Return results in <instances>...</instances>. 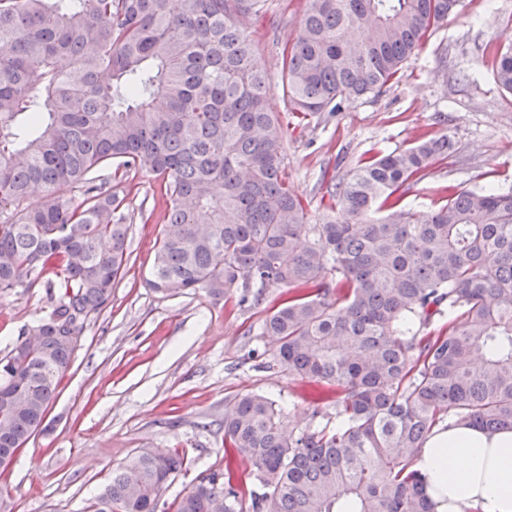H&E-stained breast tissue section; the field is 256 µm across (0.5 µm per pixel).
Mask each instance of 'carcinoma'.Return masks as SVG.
<instances>
[{"mask_svg": "<svg viewBox=\"0 0 512 512\" xmlns=\"http://www.w3.org/2000/svg\"><path fill=\"white\" fill-rule=\"evenodd\" d=\"M460 6L305 0L281 53V116L246 27L268 0H0V293L48 269L57 289L41 338L0 357V392H22L18 409L0 410V454L41 428L76 351L68 337L112 301L128 262L112 179L146 166L169 198L148 286L238 291L252 305L288 290L262 335L324 420L287 430L276 401L235 397L224 472L173 512H434L415 465L434 429H512V190L406 208L399 191L453 149L430 137L366 153L311 224L285 161L292 121L381 93ZM494 58L512 93V49ZM34 188L42 202L23 206ZM240 459L257 482L248 504ZM183 466L175 450L140 449L94 512H159Z\"/></svg>", "mask_w": 512, "mask_h": 512, "instance_id": "carcinoma-1", "label": "carcinoma"}]
</instances>
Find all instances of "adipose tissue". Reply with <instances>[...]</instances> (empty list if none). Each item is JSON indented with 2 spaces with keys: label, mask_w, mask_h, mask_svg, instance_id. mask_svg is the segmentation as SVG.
<instances>
[{
  "label": "adipose tissue",
  "mask_w": 512,
  "mask_h": 512,
  "mask_svg": "<svg viewBox=\"0 0 512 512\" xmlns=\"http://www.w3.org/2000/svg\"><path fill=\"white\" fill-rule=\"evenodd\" d=\"M418 467L435 512H512V430L489 435L465 425L426 440Z\"/></svg>",
  "instance_id": "adipose-tissue-1"
}]
</instances>
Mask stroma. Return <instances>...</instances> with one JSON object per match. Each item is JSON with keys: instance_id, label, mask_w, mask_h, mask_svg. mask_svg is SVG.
Returning <instances> with one entry per match:
<instances>
[{"instance_id": "stroma-1", "label": "stroma", "mask_w": 512, "mask_h": 512, "mask_svg": "<svg viewBox=\"0 0 512 512\" xmlns=\"http://www.w3.org/2000/svg\"><path fill=\"white\" fill-rule=\"evenodd\" d=\"M249 31L271 82L270 111L285 109L281 50L298 30L304 0H270ZM512 46V0H462L461 14L424 39L404 75L383 93L346 104L304 127H290L286 171L317 221L330 180L367 151L449 136L448 159L414 184L404 205L443 204L449 190L512 187V95L495 81L491 49ZM160 177L132 170L116 191L125 198L129 260L112 302L91 316L43 430L0 470V512H88L114 467L142 448H176L185 468L166 490L172 502L202 476L224 470V407L237 395L266 394L294 429L311 422L309 387L269 368L261 334L284 299L268 290L259 306L237 294L163 295L147 285L168 199ZM41 285L0 294V354L25 339L51 307Z\"/></svg>"}]
</instances>
